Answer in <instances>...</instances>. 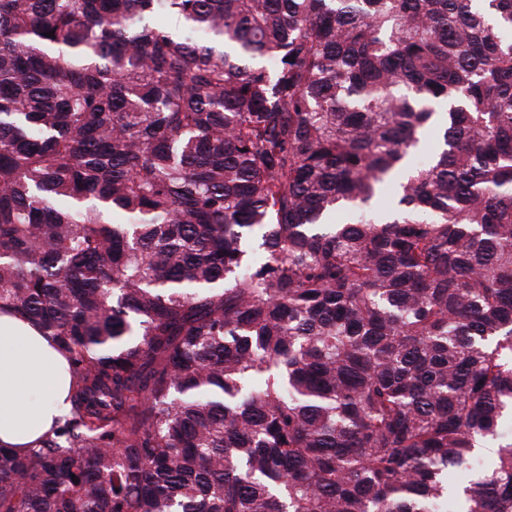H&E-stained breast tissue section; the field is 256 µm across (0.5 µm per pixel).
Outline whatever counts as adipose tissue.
Listing matches in <instances>:
<instances>
[{"mask_svg":"<svg viewBox=\"0 0 512 512\" xmlns=\"http://www.w3.org/2000/svg\"><path fill=\"white\" fill-rule=\"evenodd\" d=\"M65 358L30 321L0 313V446L26 449L70 410Z\"/></svg>","mask_w":512,"mask_h":512,"instance_id":"obj_1","label":"adipose tissue"}]
</instances>
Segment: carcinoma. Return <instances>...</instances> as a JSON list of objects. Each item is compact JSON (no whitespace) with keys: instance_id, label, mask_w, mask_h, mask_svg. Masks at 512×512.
<instances>
[{"instance_id":"carcinoma-1","label":"carcinoma","mask_w":512,"mask_h":512,"mask_svg":"<svg viewBox=\"0 0 512 512\" xmlns=\"http://www.w3.org/2000/svg\"><path fill=\"white\" fill-rule=\"evenodd\" d=\"M2 305L0 512H512V0H0ZM65 358L30 321L0 313V446L24 450L70 410ZM29 445V446H27Z\"/></svg>"}]
</instances>
